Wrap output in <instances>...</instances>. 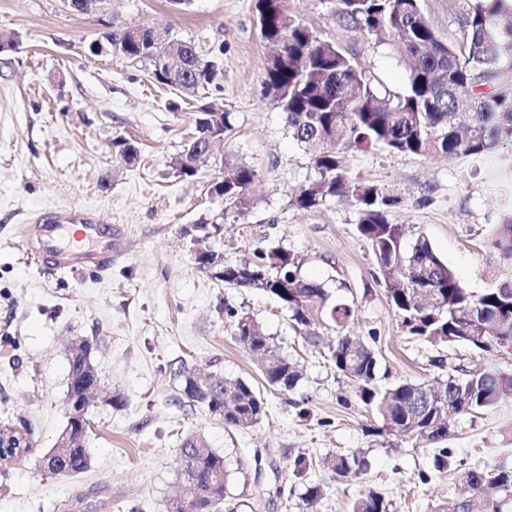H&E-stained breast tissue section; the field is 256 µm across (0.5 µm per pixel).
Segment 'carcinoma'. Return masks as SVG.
Masks as SVG:
<instances>
[{
	"label": "carcinoma",
	"mask_w": 512,
	"mask_h": 512,
	"mask_svg": "<svg viewBox=\"0 0 512 512\" xmlns=\"http://www.w3.org/2000/svg\"><path fill=\"white\" fill-rule=\"evenodd\" d=\"M457 29L444 35L434 25L429 0H336V20L367 35H387L404 55L406 87L393 91L341 45L320 38L296 20L284 0H256L262 38L279 47L265 69L264 85L285 116L292 138L314 160L319 181L301 188L294 197L300 209H312L328 198L350 201L357 207V230L386 271L385 295L401 326L411 336L430 342H463L482 351L506 350L512 345V283L476 296L464 288L430 241L419 236L409 242L405 227L395 222L390 208L396 199L384 187L353 181L338 147L366 151L384 149L416 156L483 153L503 139H512V67L502 63L512 55V11L504 0H449ZM104 36L118 44L128 60H148L153 82L185 94L212 85L221 72L214 59H204L195 47L179 42L159 45L151 35L136 39L126 28ZM195 127L219 134L232 129L230 113L213 102L198 106ZM115 154L127 163L138 158L137 141L119 138ZM198 144L188 142L176 161L179 176L191 178L199 170ZM256 171L233 156L224 158V175L211 192L226 207L246 216L251 206L241 205L243 191ZM217 280L234 288H261L305 328L307 339L325 343L327 358L354 383L361 401L375 410L383 429L419 442L438 443L448 437V413L470 414L512 394V374L475 371L461 381L434 379V383L402 381L379 389V360L365 342L344 333L352 307L334 299L320 283L300 276L299 263L277 246L254 255L240 265L224 266ZM335 326L328 341L316 327ZM235 336L259 358L266 382L289 391L300 372L283 356L254 318L236 316ZM67 402H85L100 386L81 359L69 360ZM182 396L191 407H201L235 428H248L265 413V402L252 385L236 378L215 383L209 393L199 391L194 373L182 366ZM342 478L359 476L367 468L358 453L330 459ZM85 439L53 460L54 475H78L88 468ZM187 465L194 489L173 498L172 512H234L226 502L224 457L187 438L176 465ZM469 498L478 512H501L497 494H512V466L467 470L461 474ZM353 512H387L384 499L370 490L358 498Z\"/></svg>",
	"instance_id": "1"
}]
</instances>
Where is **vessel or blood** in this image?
<instances>
[{"instance_id":"b4317fda","label":"vessel or blood","mask_w":512,"mask_h":512,"mask_svg":"<svg viewBox=\"0 0 512 512\" xmlns=\"http://www.w3.org/2000/svg\"><path fill=\"white\" fill-rule=\"evenodd\" d=\"M26 252L44 268L58 274L100 272L121 252L124 233L101 221L86 207L43 212L22 231Z\"/></svg>"}]
</instances>
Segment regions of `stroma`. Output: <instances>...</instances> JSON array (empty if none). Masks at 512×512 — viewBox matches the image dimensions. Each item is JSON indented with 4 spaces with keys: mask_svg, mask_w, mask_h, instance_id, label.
Segmentation results:
<instances>
[{
    "mask_svg": "<svg viewBox=\"0 0 512 512\" xmlns=\"http://www.w3.org/2000/svg\"><path fill=\"white\" fill-rule=\"evenodd\" d=\"M256 0H112L111 21L168 29L216 59L221 73L203 91L231 115L232 129L190 179L173 162L194 131L191 104L155 84L150 66L120 55L98 57L89 41L105 27L64 11L61 0H0V31L17 50L0 53V423L26 422L31 449L0 468V512H164L179 488L176 458L189 435L224 458L226 498L237 512H351L361 493H379L387 512H429L460 496L468 469L512 464V397L453 417L442 444L383 431L354 384L322 347L307 343L286 309L259 289L239 290L199 268L211 251L239 264L280 246L301 274L353 308L351 335L373 348L378 384L429 382L454 369L512 372V355L408 335L384 293V273L357 230L349 202L329 198L304 210L292 201L319 178L264 86L273 48L256 24ZM288 12L321 38L359 54L385 87L406 78L396 48L339 26L333 0H286ZM134 138L136 162L116 158L114 140ZM257 172L246 218L209 193L225 155ZM350 175L399 199L391 217L407 240L429 239L469 292L512 281V141L453 160L345 150ZM96 209L124 226L127 247L110 269L80 276L41 270L21 247L37 212ZM217 232L199 240V221ZM249 313L301 371L289 391L269 387L234 337V314ZM93 341L104 392L86 416L87 471L49 478L34 466L67 424V343ZM240 378L260 391L266 414L248 428L225 426L181 395L179 366ZM446 448L448 470L433 464ZM365 456L360 477L336 479L326 458ZM321 490L318 497L309 487Z\"/></svg>",
    "mask_w": 512,
    "mask_h": 512,
    "instance_id": "obj_1",
    "label": "stroma"
}]
</instances>
